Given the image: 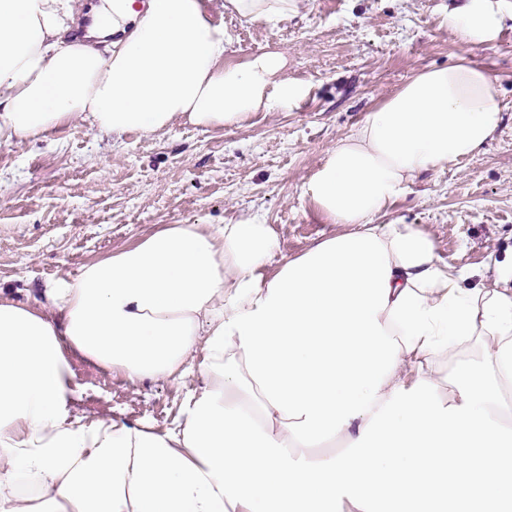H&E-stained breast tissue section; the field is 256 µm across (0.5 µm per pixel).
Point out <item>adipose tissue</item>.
<instances>
[{
    "instance_id": "ef3b65f1",
    "label": "adipose tissue",
    "mask_w": 512,
    "mask_h": 512,
    "mask_svg": "<svg viewBox=\"0 0 512 512\" xmlns=\"http://www.w3.org/2000/svg\"><path fill=\"white\" fill-rule=\"evenodd\" d=\"M305 0H224L279 24ZM211 0H0V141L235 125L295 103L285 53L224 62ZM90 12L92 46L66 32ZM465 51L332 146L305 192L345 232L262 272L268 224H172L45 288L0 289V512H484L512 505V267L492 284L410 224L427 172L494 139L503 94L468 48L494 0L449 10ZM136 380L199 378L174 426L82 422L67 352Z\"/></svg>"
}]
</instances>
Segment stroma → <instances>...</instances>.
<instances>
[{
	"instance_id": "obj_1",
	"label": "stroma",
	"mask_w": 512,
	"mask_h": 512,
	"mask_svg": "<svg viewBox=\"0 0 512 512\" xmlns=\"http://www.w3.org/2000/svg\"><path fill=\"white\" fill-rule=\"evenodd\" d=\"M223 2L212 11L233 37L225 63L287 52L303 98L224 128L186 122L162 135L96 138L63 123L21 145L0 143V287L20 302L35 304L47 285L170 224L260 218L281 243L266 269L274 274L343 230L305 192L328 149L412 77L464 51L446 20L464 0H307L303 14L274 28ZM467 51L502 89L501 128L475 157L421 177L377 221L413 225L449 264L481 270L512 263V21L494 44ZM68 358L73 414L86 421L120 416L162 432L198 384L133 381L77 353Z\"/></svg>"
}]
</instances>
